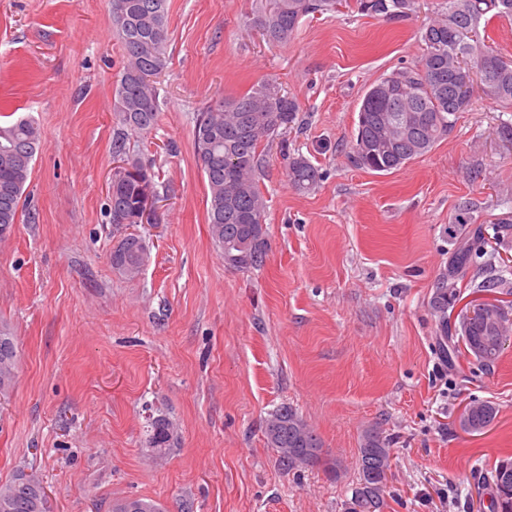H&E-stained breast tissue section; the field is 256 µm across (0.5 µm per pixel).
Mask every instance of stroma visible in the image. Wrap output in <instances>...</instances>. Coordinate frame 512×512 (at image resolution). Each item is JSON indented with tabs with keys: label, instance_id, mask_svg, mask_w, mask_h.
<instances>
[{
	"label": "stroma",
	"instance_id": "35a3bbf8",
	"mask_svg": "<svg viewBox=\"0 0 512 512\" xmlns=\"http://www.w3.org/2000/svg\"><path fill=\"white\" fill-rule=\"evenodd\" d=\"M446 2L416 0L401 20L307 16L281 45L254 25L257 0H167L158 126L126 140L160 196L156 223L130 227L150 259L128 280L105 214L121 163L112 0H0V121L33 117L44 143L0 240V329L20 351L0 398V483L36 471L50 512L135 496L165 512H345L374 427L392 448L386 512H490L491 471L512 458V341L490 369L446 365L430 300L459 213L489 228L512 212V144L495 134L512 112L477 93L404 168L348 158L364 90L419 59ZM266 79L300 112L265 150L266 263L240 272L210 237L193 131L205 107ZM299 153L322 174L308 192L288 182ZM473 401L499 407L481 434L460 424ZM285 403L340 480L281 469L263 427ZM157 416L179 436L163 457L147 443Z\"/></svg>",
	"mask_w": 512,
	"mask_h": 512
}]
</instances>
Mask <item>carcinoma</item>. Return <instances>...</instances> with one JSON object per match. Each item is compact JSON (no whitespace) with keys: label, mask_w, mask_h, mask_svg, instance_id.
I'll return each mask as SVG.
<instances>
[{"label":"carcinoma","mask_w":512,"mask_h":512,"mask_svg":"<svg viewBox=\"0 0 512 512\" xmlns=\"http://www.w3.org/2000/svg\"><path fill=\"white\" fill-rule=\"evenodd\" d=\"M153 0H112V26L121 44L122 68L114 91V112L121 128L113 146L125 153L128 132L148 133L158 121L155 79L166 68L168 30L166 5L154 11ZM340 0H264L254 23L268 41L286 43L300 20L310 14L335 8ZM415 0H355L357 10L367 15L385 14L401 18ZM512 17V0H448V7L423 28L420 60L372 83L359 102L356 137L351 146L353 164L374 172L405 167L427 154L454 129L460 114L467 111L475 88L503 109H512V57L499 53L478 38L481 22ZM296 98L282 93L274 82H263L249 91L226 97L209 106L196 118L194 151L207 183L209 232L224 254V264L240 272L264 266L268 255L265 216L267 200L260 189L263 142L291 128L298 118ZM43 143L35 122L21 117L0 125V236L17 223L25 185L32 163ZM290 184L310 191L318 183V169L303 155L292 158ZM155 186L152 175L135 157L128 156L112 174V196L107 214L113 231L120 234L112 247L113 271L134 280L149 259V249L138 235L123 232L127 224L141 223L146 207L143 186ZM495 240L512 238V215L505 213L494 222ZM453 247L448 268L442 274L431 307L438 319L440 336L453 353L464 354L483 367H491L501 356L512 320L498 306L483 313L460 311L452 315L465 271L486 254L485 229L473 227L465 218L450 231ZM471 294L484 300L496 293L511 294L512 283L501 275L470 282ZM14 338L0 332V396L14 388L18 369ZM499 409L492 401L468 404L461 415L462 427L482 433L495 420ZM264 435L282 468L289 471L321 466L330 478L341 477V464L322 456V442L298 411L289 404L279 406L265 421ZM171 423L156 417L150 423L149 447L165 454L175 445ZM389 439L374 429L360 435L358 462L360 482L347 502L345 512H384L385 488L391 467ZM26 478L40 492L39 506L32 512H49L48 496L40 487L42 478L18 471L0 483V512L14 508L15 486ZM492 507L495 512H512V460H502L492 471ZM111 512H164L154 499H117Z\"/></svg>","instance_id":"cac0c4a2"}]
</instances>
